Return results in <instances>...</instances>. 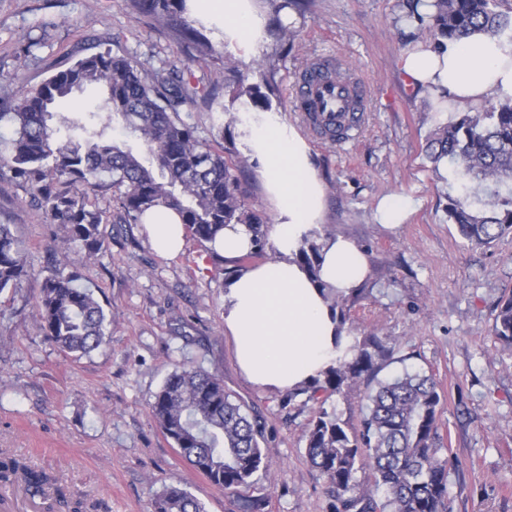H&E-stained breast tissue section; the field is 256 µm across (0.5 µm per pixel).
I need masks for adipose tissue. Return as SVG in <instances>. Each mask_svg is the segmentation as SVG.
I'll use <instances>...</instances> for the list:
<instances>
[{"mask_svg":"<svg viewBox=\"0 0 512 512\" xmlns=\"http://www.w3.org/2000/svg\"><path fill=\"white\" fill-rule=\"evenodd\" d=\"M189 10L221 22L224 38L252 50L260 46L265 17L257 0H187ZM407 84L444 100L447 111L512 97V45L476 34L439 52L418 41L402 57ZM249 153L275 206L276 259L241 269L224 293V328L246 378L261 388L289 390L318 377L336 358L335 322L327 301L294 260L302 234L322 218V186L304 140L285 123L254 126ZM142 225L154 251L177 256L186 227L173 210H148ZM367 260L350 239L324 238L320 278L347 291L366 276Z\"/></svg>","mask_w":512,"mask_h":512,"instance_id":"adipose-tissue-1","label":"adipose tissue"}]
</instances>
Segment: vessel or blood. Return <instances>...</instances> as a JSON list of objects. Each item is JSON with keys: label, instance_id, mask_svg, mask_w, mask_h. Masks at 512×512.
<instances>
[{"label": "vessel or blood", "instance_id": "b4317fda", "mask_svg": "<svg viewBox=\"0 0 512 512\" xmlns=\"http://www.w3.org/2000/svg\"><path fill=\"white\" fill-rule=\"evenodd\" d=\"M332 68V60L318 59L300 74L296 109L316 113L323 126H354L356 117L365 110V89L351 79H334Z\"/></svg>", "mask_w": 512, "mask_h": 512}]
</instances>
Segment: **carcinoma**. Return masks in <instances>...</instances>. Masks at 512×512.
Masks as SVG:
<instances>
[{
    "instance_id": "carcinoma-1",
    "label": "carcinoma",
    "mask_w": 512,
    "mask_h": 512,
    "mask_svg": "<svg viewBox=\"0 0 512 512\" xmlns=\"http://www.w3.org/2000/svg\"><path fill=\"white\" fill-rule=\"evenodd\" d=\"M503 0H432V12L417 11L420 0H402L400 19H415L418 36L441 49L474 33L512 44V11ZM135 7L177 31L201 50L197 30L186 17V0H135ZM89 84L107 91L92 112L54 118V104ZM198 94L176 68L150 70L126 55L107 49L88 54L38 85H21L17 97L0 112L14 135L0 168L31 187L49 223L66 232L59 248H79L92 259L103 249L100 226L104 212L90 196L111 179L118 191L115 224H139L143 215L162 205L176 211L183 224L205 243L228 224H244L252 234L249 258L266 256L267 224L245 200L241 176L247 161L235 163L197 135L181 117ZM247 112L270 109L261 86L236 94ZM140 148L121 146L109 134L113 123ZM427 159L448 160L456 182L448 191V221L468 245L486 247L512 234V97L489 102L434 129ZM317 230L304 234L295 259L317 275L320 265ZM35 277L22 241L12 225L0 224V293L18 291ZM336 319L335 345L346 343L342 355L323 378L294 392L312 399L320 393L344 395L367 382L362 417L351 428L334 412L321 409L307 435L306 457L328 482L335 498L333 512H449L448 463L440 441L441 394L434 374L409 371L379 378L382 361L393 352L379 336H355L347 326L355 297L320 282ZM46 339L70 354H86L112 335L111 323L97 299L75 286V275L55 273L42 279L35 304ZM491 334L512 351V293L496 307ZM163 434L179 455L211 483L245 503L244 512H262L263 500L248 495L255 475L265 468L260 441L264 426L258 416L224 389L223 380L201 367L183 365L165 380L150 405ZM369 466L373 484L364 487L357 472ZM22 485L33 497L51 501L67 512H92L95 505L66 496L44 470L19 459L0 457V487ZM385 500L376 499L379 491ZM152 512H205L203 504L179 484L167 485Z\"/></svg>"
}]
</instances>
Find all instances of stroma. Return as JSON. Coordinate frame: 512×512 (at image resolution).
Masks as SVG:
<instances>
[{"mask_svg":"<svg viewBox=\"0 0 512 512\" xmlns=\"http://www.w3.org/2000/svg\"><path fill=\"white\" fill-rule=\"evenodd\" d=\"M268 33L262 47L230 46L224 30L199 25L212 46L202 56L172 29L140 13L134 0H0V98L36 85L84 54L112 49L149 68L177 66L191 84L215 88L185 119L226 158L246 153L254 123L231 99L236 84L270 83V114L308 145L324 191L321 227L364 251L367 293L350 311L354 335L389 338L383 376L433 372L442 397V444L452 512H512V353L491 334L495 308L512 291V235L469 248L446 213L448 183L424 158L429 132L446 116L405 82L401 59L411 44L398 0H296L276 10L260 0ZM291 36L280 41L276 25ZM320 57L340 60L367 85L365 120L336 144L306 127L295 109L300 72ZM409 196L414 211L394 228L379 224L378 201ZM0 223L14 225L37 277L0 293V452L54 475L68 496L97 512H151L166 485L181 484L206 512H240L239 501L185 462L154 421L150 405L182 364L218 374L226 390L265 422L267 470L253 495L264 512H332L320 474L305 457L319 407L349 426L361 417L364 386L326 403L288 402L241 372L224 330L228 261L187 238L174 259L158 256L142 225L115 233L104 225L97 257L50 256L65 235L47 223L28 187L0 172ZM76 274L112 322L105 345L86 356L46 340L34 304L42 276Z\"/></svg>","mask_w":512,"mask_h":512,"instance_id":"obj_1","label":"stroma"}]
</instances>
